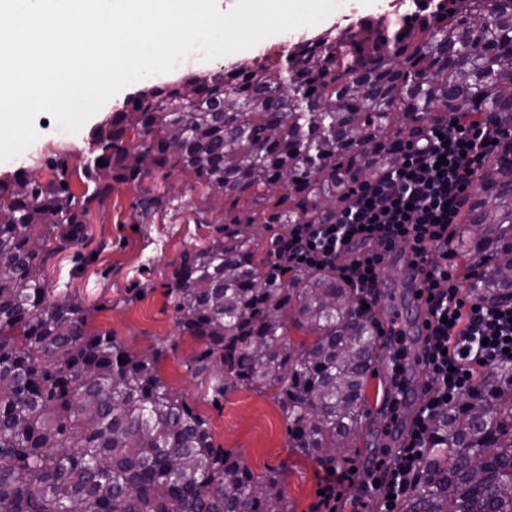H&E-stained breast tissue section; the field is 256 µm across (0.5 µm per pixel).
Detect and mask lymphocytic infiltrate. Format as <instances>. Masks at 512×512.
Returning <instances> with one entry per match:
<instances>
[{
    "instance_id": "obj_1",
    "label": "lymphocytic infiltrate",
    "mask_w": 512,
    "mask_h": 512,
    "mask_svg": "<svg viewBox=\"0 0 512 512\" xmlns=\"http://www.w3.org/2000/svg\"><path fill=\"white\" fill-rule=\"evenodd\" d=\"M495 148L485 126L441 121L407 142L400 160L382 176L358 184L350 208L325 224L297 225L284 248L289 263H333L374 304L383 253L409 247L428 266L424 351L432 386L426 393L389 473L380 512H400L420 472L430 424L474 379L512 358V302L466 300L448 270V227L457 223L477 173Z\"/></svg>"
}]
</instances>
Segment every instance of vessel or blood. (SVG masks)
<instances>
[{"label":"vessel or blood","mask_w":512,"mask_h":512,"mask_svg":"<svg viewBox=\"0 0 512 512\" xmlns=\"http://www.w3.org/2000/svg\"><path fill=\"white\" fill-rule=\"evenodd\" d=\"M424 298V275L419 260L410 249L396 246L388 249L384 256L377 301L385 311L384 322L411 336L414 352L408 367L411 373L417 375L425 370L421 359L427 334L424 327Z\"/></svg>","instance_id":"1"}]
</instances>
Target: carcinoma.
I'll list each match as a JSON object with an SVG mask.
<instances>
[{"mask_svg": "<svg viewBox=\"0 0 512 512\" xmlns=\"http://www.w3.org/2000/svg\"><path fill=\"white\" fill-rule=\"evenodd\" d=\"M464 118L512 128V0H448L401 24L327 31L283 61L144 87L91 133L80 194L62 186L63 166L43 183L24 168L0 178V512H294L280 469L255 473L214 445L162 378L161 350L132 355L89 330L98 307L68 290L48 300L47 264L89 241L92 205L113 185L152 218L178 201L162 181L189 178L180 193L222 205L224 224L180 254L166 284L178 332L205 345L188 370L215 399L273 391L288 447L344 466L380 336L336 267L290 276L279 252L409 139ZM475 186L448 253L474 299L512 301V139ZM402 512H512V363L434 417Z\"/></svg>", "mask_w": 512, "mask_h": 512, "instance_id": "carcinoma-1", "label": "carcinoma"}]
</instances>
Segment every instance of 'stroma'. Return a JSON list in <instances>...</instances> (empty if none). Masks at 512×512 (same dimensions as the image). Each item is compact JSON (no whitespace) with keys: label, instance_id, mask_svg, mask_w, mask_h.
Listing matches in <instances>:
<instances>
[{"label":"stroma","instance_id":"stroma-1","mask_svg":"<svg viewBox=\"0 0 512 512\" xmlns=\"http://www.w3.org/2000/svg\"><path fill=\"white\" fill-rule=\"evenodd\" d=\"M417 0H338L335 10L323 21L290 29L288 35L273 34L235 54L208 60L202 56H182L167 72L137 80L122 88L114 101L105 102L79 131L68 134L50 113L35 123L36 139L25 149V165L40 169L43 178H51L49 159L62 158L76 166L88 153L90 131L113 111L115 104L146 86L165 87L190 74H204L266 57L276 58L286 44L297 43L322 30H343L359 22L385 16L395 21L422 13ZM134 190L114 187L103 205L94 207L90 229L94 241L105 247L95 262L82 274H74L72 253L62 254L47 271L53 287L67 288L81 295L96 312L90 329L109 331L134 354L165 348L160 374L166 383L210 423L215 445L239 451L254 472L283 468L285 491L294 512H312L319 503V492L329 479L322 464L291 451L287 446V421L271 392L236 388L219 402L207 397L201 379L188 370L191 358L203 346L175 328V315L165 296L166 277L181 252L203 242L221 224L220 212H200L195 199L183 198L174 210L143 219L136 215ZM406 371L378 370L366 395L372 412L358 440V452L352 464L357 470L353 485L345 487L338 512H353L354 501H367L375 488L372 471L392 436L379 409L395 408L397 418H405V407H393L398 388H409Z\"/></svg>","mask_w":512,"mask_h":512}]
</instances>
